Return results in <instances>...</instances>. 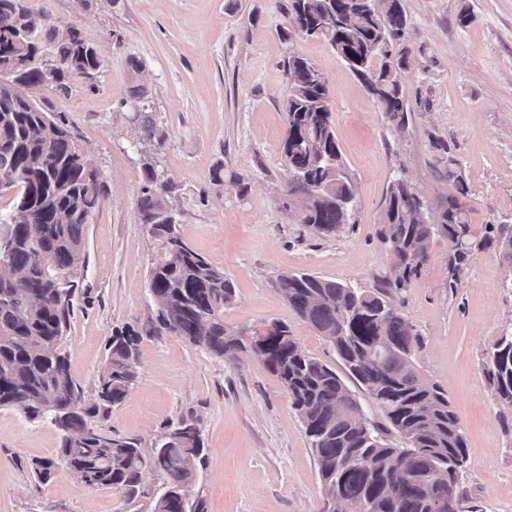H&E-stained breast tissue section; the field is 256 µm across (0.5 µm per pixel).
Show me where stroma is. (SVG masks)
<instances>
[{
    "mask_svg": "<svg viewBox=\"0 0 512 512\" xmlns=\"http://www.w3.org/2000/svg\"><path fill=\"white\" fill-rule=\"evenodd\" d=\"M58 31L76 28L102 66L50 101L106 186L86 227L87 266L60 350L87 403H95L113 330L147 326L148 275L162 243L141 224L144 165L171 183L178 233L235 288L224 324L287 323L309 356L337 366L333 347L290 311L273 281L303 271L373 288L391 257L376 235L380 201L402 174L431 207L448 193L432 165L430 135L453 149L470 192L475 230L512 222V0H403L409 20L401 74L409 111L388 123L327 41L286 36L288 0H29ZM313 62L331 96L336 139L359 192L353 224L322 236L296 222L288 173L283 63ZM164 134L153 146L126 100L133 87ZM448 243L391 300L418 334L415 361L448 392L467 448L463 512H512V407L485 373L489 347L512 332V270L495 249L478 252L449 288ZM188 420L205 460L189 499L207 512H321L316 455L280 379L252 354L216 356L178 336H146L136 384L97 423L151 454ZM50 423L0 409V512H153L162 478L145 472L139 494L85 487L67 475L40 482L35 461L56 457Z\"/></svg>",
    "mask_w": 512,
    "mask_h": 512,
    "instance_id": "stroma-1",
    "label": "stroma"
}]
</instances>
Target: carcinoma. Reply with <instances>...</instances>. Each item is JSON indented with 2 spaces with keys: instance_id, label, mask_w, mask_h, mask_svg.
Instances as JSON below:
<instances>
[{
  "instance_id": "cac0c4a2",
  "label": "carcinoma",
  "mask_w": 512,
  "mask_h": 512,
  "mask_svg": "<svg viewBox=\"0 0 512 512\" xmlns=\"http://www.w3.org/2000/svg\"><path fill=\"white\" fill-rule=\"evenodd\" d=\"M293 29L342 41L344 60L368 91L379 87L380 111L397 127L407 107L398 50L408 29L402 0H290ZM44 14L27 0H0V55L28 60L20 75L0 76V187H15L13 212L0 216V408L31 420H48L62 434L54 459L35 463L42 482L70 472L86 486L108 487L126 500L137 495L145 470L163 476L154 512H205L185 489L197 477L204 443L199 430L182 422L163 433L148 457L137 446L98 428L99 412L120 402L139 373L141 333L127 326L113 334L99 376L97 401L85 402L58 345L67 331L77 278L87 264L85 229L101 205L104 188L86 163L69 122L28 90L45 84L36 58L40 37L55 44L57 82L66 92L74 77H93L102 66L96 46L70 29H49ZM286 136L282 158L288 170L285 196L302 201L297 222L322 235L354 223L357 190L332 127L327 82L300 55L284 64ZM430 145L437 168L448 177L445 204L428 216L424 200L402 176L393 178L381 203L376 229L391 254V273L372 290L304 272H283L277 287L291 311L333 347L348 374L368 395L385 423L371 421L335 368L307 356L288 325L231 329L224 306L234 296L224 271L193 251L178 235L171 189L151 163L137 200L141 223L163 243L149 271L154 316L151 336H180L220 357L250 352L281 379L314 449L323 481L324 506L352 512H448V485L459 487L466 455L464 433L448 394L425 378L415 363L419 344L390 294L404 287L428 261L438 239L448 240L449 288L471 255L496 247L512 270V224L489 225L479 235L469 223V187L443 138ZM486 374L500 402L512 406V335L488 354ZM400 443L394 444L390 434ZM185 437L182 448L158 454L166 437Z\"/></svg>"
}]
</instances>
